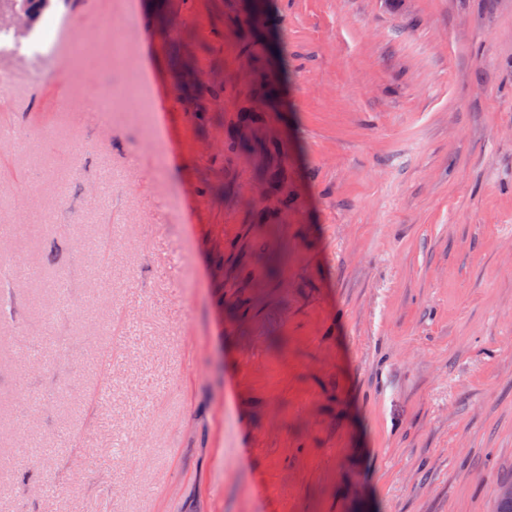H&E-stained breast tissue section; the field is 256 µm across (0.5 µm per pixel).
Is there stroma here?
Wrapping results in <instances>:
<instances>
[{
    "label": "stroma",
    "instance_id": "stroma-1",
    "mask_svg": "<svg viewBox=\"0 0 512 512\" xmlns=\"http://www.w3.org/2000/svg\"><path fill=\"white\" fill-rule=\"evenodd\" d=\"M264 4L74 0L0 59V512L512 482V0ZM46 45L39 34H34L29 42L23 46L18 44L11 36L10 30L0 29V54L13 53L26 59L37 58L44 54Z\"/></svg>",
    "mask_w": 512,
    "mask_h": 512
}]
</instances>
